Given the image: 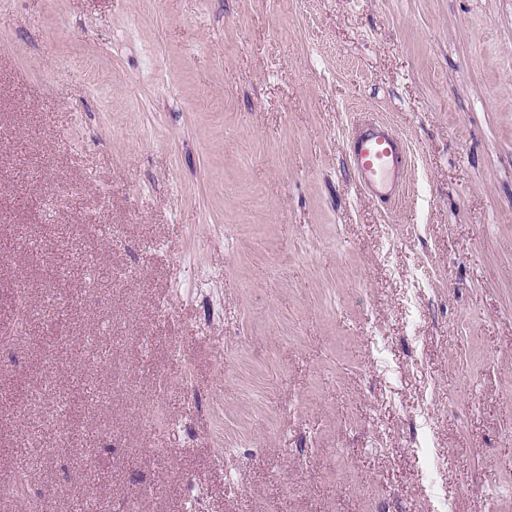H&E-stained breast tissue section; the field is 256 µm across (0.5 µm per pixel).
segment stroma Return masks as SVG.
<instances>
[{
  "label": "stroma",
  "instance_id": "35a3bbf8",
  "mask_svg": "<svg viewBox=\"0 0 512 512\" xmlns=\"http://www.w3.org/2000/svg\"><path fill=\"white\" fill-rule=\"evenodd\" d=\"M16 448L41 512H512V0H0V512ZM349 151L352 169L368 192L395 195L408 156L407 143L399 133L386 123L370 122L353 137Z\"/></svg>",
  "mask_w": 512,
  "mask_h": 512
}]
</instances>
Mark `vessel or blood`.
Segmentation results:
<instances>
[{"label": "vessel or blood", "instance_id": "vessel-or-blood-1", "mask_svg": "<svg viewBox=\"0 0 512 512\" xmlns=\"http://www.w3.org/2000/svg\"><path fill=\"white\" fill-rule=\"evenodd\" d=\"M349 151L351 166L368 192L396 193L408 156L399 133L386 123L371 122L353 137Z\"/></svg>", "mask_w": 512, "mask_h": 512}]
</instances>
